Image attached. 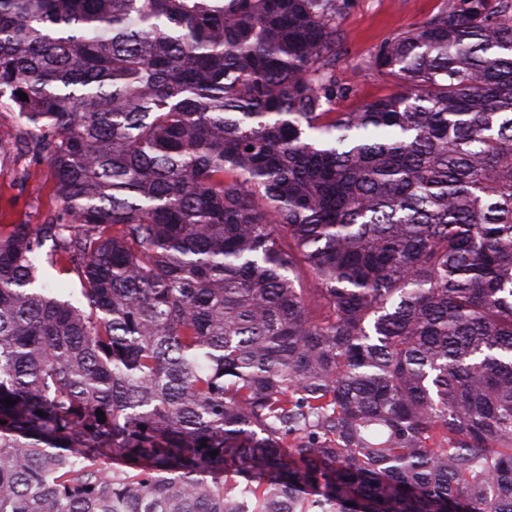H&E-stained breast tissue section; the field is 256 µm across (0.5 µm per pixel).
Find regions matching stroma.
<instances>
[{"instance_id":"1","label":"stroma","mask_w":512,"mask_h":512,"mask_svg":"<svg viewBox=\"0 0 512 512\" xmlns=\"http://www.w3.org/2000/svg\"><path fill=\"white\" fill-rule=\"evenodd\" d=\"M443 0H343L336 33L344 52L336 61V80L344 92L335 108L349 112L392 94L394 82L372 65L383 41L436 14ZM47 164L13 152L0 154V224L43 222L61 210Z\"/></svg>"}]
</instances>
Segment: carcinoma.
<instances>
[{
  "instance_id": "cac0c4a2",
  "label": "carcinoma",
  "mask_w": 512,
  "mask_h": 512,
  "mask_svg": "<svg viewBox=\"0 0 512 512\" xmlns=\"http://www.w3.org/2000/svg\"><path fill=\"white\" fill-rule=\"evenodd\" d=\"M339 9L0 0L64 204L0 231V512H512V0L353 112ZM41 281L52 286H63L68 283L69 288L60 289L56 292L62 300H69L77 303L80 298L78 281L74 275H64L46 262H43L40 268Z\"/></svg>"
}]
</instances>
